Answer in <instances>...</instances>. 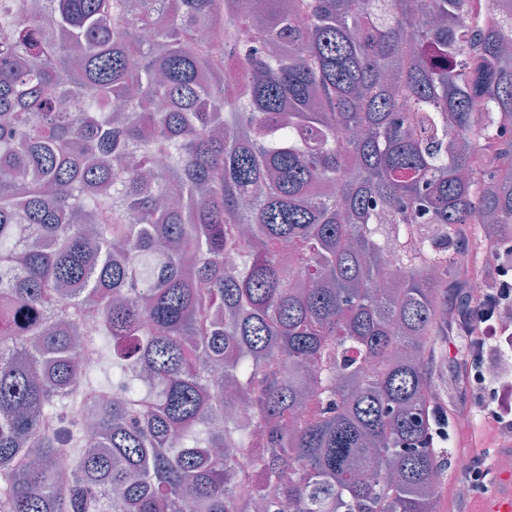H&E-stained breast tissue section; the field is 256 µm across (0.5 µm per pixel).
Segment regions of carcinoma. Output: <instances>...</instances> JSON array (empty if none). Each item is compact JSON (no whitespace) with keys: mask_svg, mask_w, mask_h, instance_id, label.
Segmentation results:
<instances>
[{"mask_svg":"<svg viewBox=\"0 0 512 512\" xmlns=\"http://www.w3.org/2000/svg\"><path fill=\"white\" fill-rule=\"evenodd\" d=\"M232 2L0 0V512H433L442 297L512 256V14Z\"/></svg>","mask_w":512,"mask_h":512,"instance_id":"carcinoma-1","label":"carcinoma"}]
</instances>
